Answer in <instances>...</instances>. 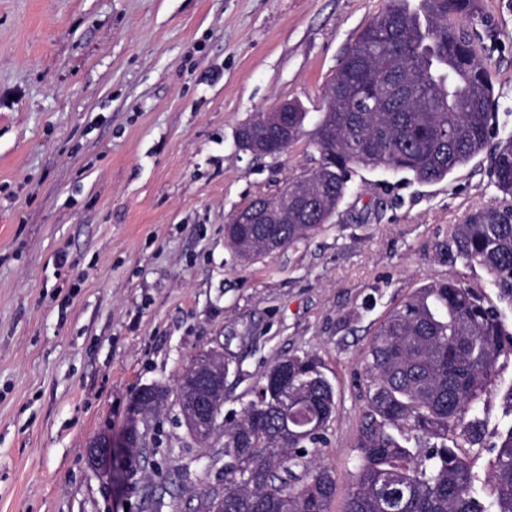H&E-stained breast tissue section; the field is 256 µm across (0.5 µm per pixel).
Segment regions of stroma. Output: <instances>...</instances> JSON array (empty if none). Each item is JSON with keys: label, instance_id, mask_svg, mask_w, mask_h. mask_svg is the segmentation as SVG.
I'll return each instance as SVG.
<instances>
[{"label": "stroma", "instance_id": "35a3bbf8", "mask_svg": "<svg viewBox=\"0 0 512 512\" xmlns=\"http://www.w3.org/2000/svg\"><path fill=\"white\" fill-rule=\"evenodd\" d=\"M385 0H0V512H203L224 487L221 440L197 443L168 399L147 461L101 477L87 443L121 438L148 385L174 389L219 348L225 415L278 359L319 358L336 414L319 451L342 512L365 410L362 352L431 278L487 286L440 243L501 204L489 153L447 179L354 168L307 241L240 263L231 215L313 166L238 129L296 100L316 123L348 47ZM477 49L512 136V0H481ZM69 263H56L59 252ZM512 357L484 393L489 436L512 427ZM238 143L243 150L249 151L254 156L268 154L269 143L264 136L257 133L253 124L240 129Z\"/></svg>", "mask_w": 512, "mask_h": 512}]
</instances>
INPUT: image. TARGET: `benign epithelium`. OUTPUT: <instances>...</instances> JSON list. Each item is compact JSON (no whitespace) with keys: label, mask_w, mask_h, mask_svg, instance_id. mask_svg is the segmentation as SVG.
<instances>
[{"label":"benign epithelium","mask_w":512,"mask_h":512,"mask_svg":"<svg viewBox=\"0 0 512 512\" xmlns=\"http://www.w3.org/2000/svg\"><path fill=\"white\" fill-rule=\"evenodd\" d=\"M288 103H283L271 112L264 113V118L276 125L278 135L288 141ZM239 146L254 156L268 153L269 143L257 133L254 125L240 129ZM286 219L284 213L269 198H260L238 211L237 224H274ZM227 366L223 351L212 348L199 356L193 365L190 382L183 385V379L177 381V405L189 435L200 444H208L215 435L224 430V417L212 412L211 403L215 397L224 394ZM151 394L140 391L134 398L128 413V421L133 425L132 433L123 434L118 443L112 440V434L102 432L94 436L87 445V460L99 474L110 477L116 457L121 463L129 462L126 449L137 443L145 450L151 443V415L148 414L144 399Z\"/></svg>","instance_id":"obj_1"}]
</instances>
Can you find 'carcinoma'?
Listing matches in <instances>:
<instances>
[{"instance_id": "1", "label": "carcinoma", "mask_w": 512, "mask_h": 512, "mask_svg": "<svg viewBox=\"0 0 512 512\" xmlns=\"http://www.w3.org/2000/svg\"><path fill=\"white\" fill-rule=\"evenodd\" d=\"M405 0L386 7L345 54L328 87L327 111L311 133L317 166L288 186L286 224L224 225L242 261L265 244L306 241L349 192L355 167L405 172L439 182L489 147L494 85L474 36L457 24L483 21L478 0ZM307 112L294 103L292 146ZM498 207L478 209L440 246L449 262L483 267L500 300L512 303V137L492 146ZM512 356V334L482 291L431 279L393 307L364 351L366 407L353 490L343 512H512V428L485 447L479 402L496 364ZM288 400L269 391L283 365ZM336 413L334 390L312 355H290L255 386V399L224 425V512H328L336 492L317 462ZM493 454L491 493L481 497L464 447ZM301 473H296V469Z\"/></svg>"}]
</instances>
